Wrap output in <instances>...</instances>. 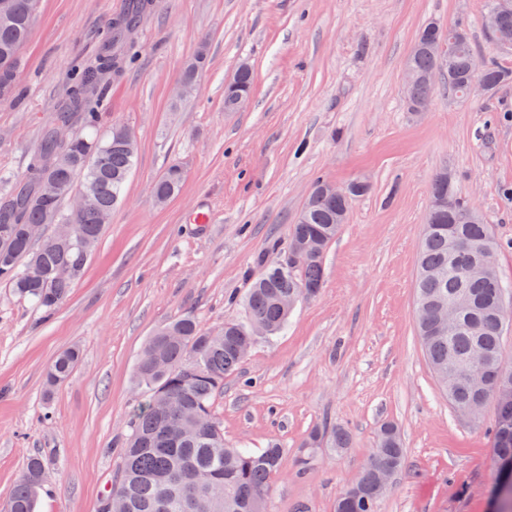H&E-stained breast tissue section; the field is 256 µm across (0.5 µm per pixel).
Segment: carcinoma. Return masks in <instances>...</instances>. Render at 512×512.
I'll return each instance as SVG.
<instances>
[{"instance_id": "1", "label": "carcinoma", "mask_w": 512, "mask_h": 512, "mask_svg": "<svg viewBox=\"0 0 512 512\" xmlns=\"http://www.w3.org/2000/svg\"><path fill=\"white\" fill-rule=\"evenodd\" d=\"M17 18L0 27V78H16L12 49L27 43L36 19L37 0H16ZM500 0H489L487 26L512 29V9H498ZM152 6V0H129L125 23L106 27L103 47L96 61L73 73L64 111L58 120L45 126L26 174L19 180L4 179L0 192V284L11 288L23 300L33 302L45 316L70 296L83 277L88 259L105 225L101 213L120 204L125 184L135 164L136 141L126 132L119 136L114 125L99 133V108L107 100L109 84L104 70H116L124 62L121 47L139 18ZM420 48L407 64L419 80L405 88L407 109L412 111L433 93L425 81L433 65L432 47L442 44L448 54V88L463 99L466 85L476 77L489 93L512 84V68L495 59L478 56L464 27L445 28L427 23L418 33ZM79 121L81 130L63 142L58 130ZM53 173L60 183L55 197L44 204L30 197L45 174ZM184 170L170 164L154 183L159 202L172 198L180 189ZM318 180L302 208L291 234L290 244L317 238L319 252L305 262L281 265L261 262L252 277L244 300L245 320L226 321L218 336L192 316H184L157 329L145 343L135 368L139 384L148 389L147 399L137 406L131 419V433L119 452V466L103 501L119 502V512H248L258 503L268 510L273 486L280 474L283 449L276 444L256 452L233 448L224 442V431L214 417L216 398L224 389V378L246 358L241 346L254 344V324L267 328V335L279 333L296 304L315 297L323 284L324 260L348 212L352 199L369 190L363 181L349 183L350 198L338 199L321 192ZM75 192H84L89 203L74 213L63 202ZM431 197L446 200L424 225L419 250L416 284V320L422 346L433 373L460 412L482 394L494 409L492 428L495 467L512 465V398L495 399L493 390L504 381L512 382V367H500L503 330L508 305L507 285L497 270L500 243L482 215L458 196L448 171L437 173L431 184ZM58 222L73 224L77 238L67 243L48 238L31 240L30 224L45 223L47 213ZM31 264L43 268V276L31 280L26 269ZM465 299L461 324L440 334L435 328L438 312L446 304ZM80 359V351L69 348L56 356L45 375L47 390L68 381ZM170 436L161 439L163 428ZM328 444L336 450L349 447L347 430L336 426L313 429L303 447ZM405 448L398 426L383 424L376 448L362 465L353 491L336 499L335 512H378L374 474L381 467L401 468ZM45 479L43 461L29 458L0 512H35L38 492Z\"/></svg>"}]
</instances>
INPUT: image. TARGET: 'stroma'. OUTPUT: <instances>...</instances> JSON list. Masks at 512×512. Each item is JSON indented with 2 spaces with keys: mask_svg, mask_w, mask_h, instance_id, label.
I'll list each match as a JSON object with an SVG mask.
<instances>
[{
  "mask_svg": "<svg viewBox=\"0 0 512 512\" xmlns=\"http://www.w3.org/2000/svg\"><path fill=\"white\" fill-rule=\"evenodd\" d=\"M127 0H40L16 75L20 100L0 104V176L27 169L71 74L95 61ZM486 0H157L103 106V128L131 131L138 157L85 273L51 319L0 284V504L41 456L35 512H98L133 410L147 396L133 369L146 339L184 315L205 327L243 316L248 270L287 254L317 179L366 180L327 251L319 294L286 328L257 339L225 377L214 413L227 443L286 450L269 512H334L395 423L405 460L379 512H488L496 481L493 411L472 423L449 405L415 327L418 251L436 172L503 244L512 287V85L457 98L436 85L408 111L405 67L428 22L466 26L481 56L512 67V47L485 26ZM206 51L195 94L175 97L185 64ZM249 63L254 85L237 112L224 82ZM184 182L158 203L151 185L170 163ZM213 223L193 224L197 206ZM76 346L67 383L46 393L48 365ZM350 446H302L322 422ZM306 468H299L302 456Z\"/></svg>",
  "mask_w": 512,
  "mask_h": 512,
  "instance_id": "1",
  "label": "stroma"
}]
</instances>
